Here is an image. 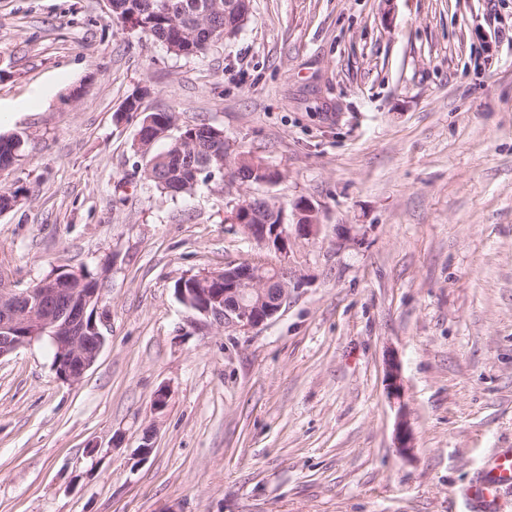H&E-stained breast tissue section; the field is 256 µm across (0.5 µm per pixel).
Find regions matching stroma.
<instances>
[{
	"label": "stroma",
	"mask_w": 512,
	"mask_h": 512,
	"mask_svg": "<svg viewBox=\"0 0 512 512\" xmlns=\"http://www.w3.org/2000/svg\"><path fill=\"white\" fill-rule=\"evenodd\" d=\"M161 110L279 182L161 194L135 154ZM15 132L0 272L98 277L106 343L74 384L48 342L0 359V512H475L512 448V0H251L189 59L106 0H0ZM254 194L312 202L320 231L282 257L302 283L274 318L222 327L175 284L265 256L225 222ZM505 485H512V450L510 449L500 450L491 455L471 496L480 509L493 510L497 492Z\"/></svg>",
	"instance_id": "obj_1"
}]
</instances>
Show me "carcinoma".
Here are the masks:
<instances>
[{"label":"carcinoma","instance_id":"obj_1","mask_svg":"<svg viewBox=\"0 0 512 512\" xmlns=\"http://www.w3.org/2000/svg\"><path fill=\"white\" fill-rule=\"evenodd\" d=\"M145 0H111L112 19L129 23L167 50L184 58H195L205 53L209 45L199 39L200 25L213 27L211 42L234 35L241 26L224 29V14L235 13L243 19L248 16L250 0H151V10L142 8ZM151 119L147 128L139 127L137 155L144 178L161 192L176 197L190 194L200 183H213L222 188L224 172L232 168L242 153L230 151L224 140V131L208 124L181 125L174 112H150L143 119ZM167 140V147L159 153L152 145ZM26 137L22 133L0 136V166L8 168L22 156ZM71 278L72 288H97L99 281L88 273L63 271L56 274Z\"/></svg>","mask_w":512,"mask_h":512}]
</instances>
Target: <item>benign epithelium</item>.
<instances>
[{"label": "benign epithelium", "instance_id": "1", "mask_svg": "<svg viewBox=\"0 0 512 512\" xmlns=\"http://www.w3.org/2000/svg\"><path fill=\"white\" fill-rule=\"evenodd\" d=\"M259 205L250 199L233 205L226 223L239 226L265 249L285 255L291 239L311 237L318 231L316 209L308 201L294 209L289 224L261 223ZM292 278L293 272L281 264L266 275L263 267L244 262L209 273L199 288L179 289V297L221 326L257 328L281 310ZM100 301L98 288H62L52 277L20 290L0 276V359L47 336L54 349L58 376L66 382H80L105 344L95 321H87L88 311L98 314ZM386 381L390 398L401 400L399 366L393 360L387 363ZM395 440L401 453L411 451L412 435L402 407Z\"/></svg>", "mask_w": 512, "mask_h": 512}]
</instances>
